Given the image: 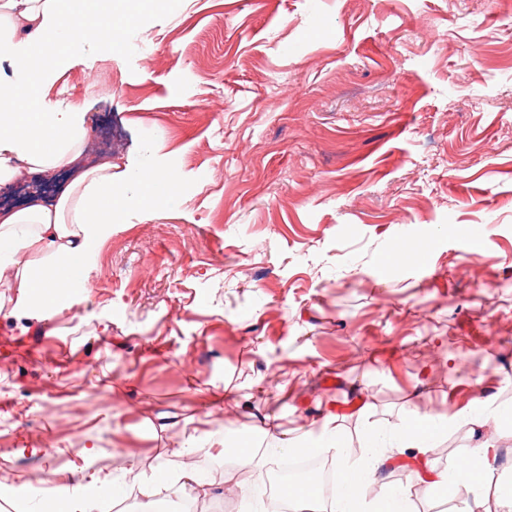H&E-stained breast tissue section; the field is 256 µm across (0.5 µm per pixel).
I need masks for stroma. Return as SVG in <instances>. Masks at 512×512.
<instances>
[{
  "mask_svg": "<svg viewBox=\"0 0 512 512\" xmlns=\"http://www.w3.org/2000/svg\"><path fill=\"white\" fill-rule=\"evenodd\" d=\"M130 6L147 20L43 94L86 106L114 185L137 163L182 187L125 209L69 303L0 316V486L86 467L136 512L192 467L215 512H260L207 459L330 414L348 463L429 416L432 466L488 437L512 481V420H461L512 406V0ZM402 242L425 262H391ZM419 474L384 481L455 512ZM479 403L482 409L481 412L478 415L465 419V423L474 432L485 428L490 419L499 420L502 418L501 407L496 403L495 397L479 400Z\"/></svg>",
  "mask_w": 512,
  "mask_h": 512,
  "instance_id": "1",
  "label": "stroma"
}]
</instances>
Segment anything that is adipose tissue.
Wrapping results in <instances>:
<instances>
[{"instance_id":"ef3b65f1","label":"adipose tissue","mask_w":512,"mask_h":512,"mask_svg":"<svg viewBox=\"0 0 512 512\" xmlns=\"http://www.w3.org/2000/svg\"><path fill=\"white\" fill-rule=\"evenodd\" d=\"M86 9V0H0V61L13 69L7 94L0 96V189L26 173L45 180L62 169L73 173L54 199L0 212V282L15 289L17 312L43 308L88 285L93 249L111 234L127 202L125 189L112 183L111 161L91 164L85 158L90 117L84 105L32 95L74 60L76 50L101 43L93 25L72 21ZM340 446L329 422L316 434L284 433L271 441L275 452ZM460 458L453 469L429 472L428 482L457 495L458 512H481V492L497 470L493 447L465 448ZM389 461V451L381 450L365 467L343 469L329 512H406L410 489L389 486L381 500L366 497V487L381 480ZM103 502L101 485L78 481L62 486L38 512H105Z\"/></svg>"}]
</instances>
